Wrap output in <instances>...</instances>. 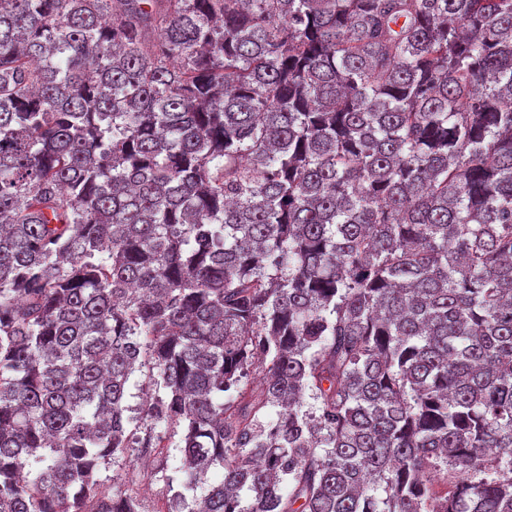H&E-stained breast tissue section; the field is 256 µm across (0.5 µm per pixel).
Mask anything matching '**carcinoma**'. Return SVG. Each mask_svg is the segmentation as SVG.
I'll use <instances>...</instances> for the list:
<instances>
[{
	"mask_svg": "<svg viewBox=\"0 0 512 512\" xmlns=\"http://www.w3.org/2000/svg\"><path fill=\"white\" fill-rule=\"evenodd\" d=\"M175 435L187 512H512V0H0V512Z\"/></svg>",
	"mask_w": 512,
	"mask_h": 512,
	"instance_id": "1",
	"label": "carcinoma"
}]
</instances>
